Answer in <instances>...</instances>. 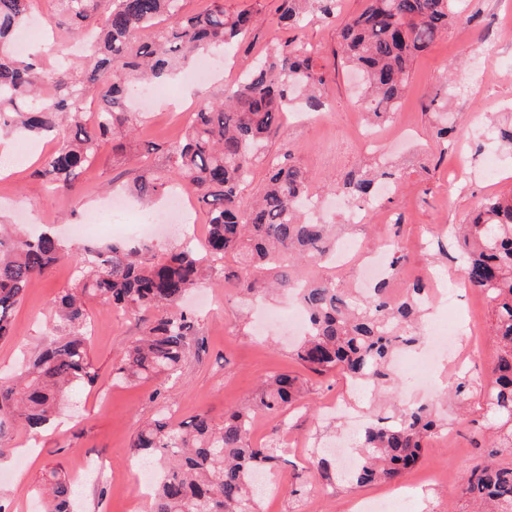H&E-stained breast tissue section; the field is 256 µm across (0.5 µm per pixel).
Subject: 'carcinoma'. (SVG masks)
<instances>
[{
	"label": "carcinoma",
	"mask_w": 512,
	"mask_h": 512,
	"mask_svg": "<svg viewBox=\"0 0 512 512\" xmlns=\"http://www.w3.org/2000/svg\"><path fill=\"white\" fill-rule=\"evenodd\" d=\"M59 12L84 27L95 41L93 55L75 74L70 65L46 68L33 57H18L14 36L30 13V0H0V132L54 134L58 147L46 156L40 175L55 188L71 190L89 159L134 130L125 101L144 85L172 75L195 57L240 44L253 31L248 9L233 14L215 4L196 13L183 0H57ZM337 0H280L281 18L298 23L309 14L331 20ZM457 0H365L364 8L341 30L344 67L362 81L360 105L368 120L392 118L406 90L414 59L448 30L467 23ZM150 37L142 40L139 34ZM324 74L314 68L307 46L285 42L250 65L236 87L190 114L184 135L166 149L167 174L145 166L133 181L140 196L169 191L172 184L206 205L207 235L198 252L182 249L148 258L117 245L95 251L86 272L55 299L59 324L54 339L32 362L0 374V457L14 429L37 433L49 426L64 398L78 384L98 376L91 357L90 302L153 320L127 349L113 374L117 382L177 375L191 349L201 350L199 324L180 309L189 290L224 263V278L251 297L288 290L287 265L319 264L335 240L332 224L306 219L302 201L310 195L308 176L289 163L291 154L266 158V141L277 134L296 104L322 112ZM103 103L92 123L84 118L89 97ZM266 165L265 185L254 199L243 197L253 169ZM394 173L365 170L336 186L349 201L375 198L377 177ZM463 254L462 274L492 308L491 333L498 344L481 391L489 422L471 434L477 450L462 494L477 512H512V467L497 460L512 448V194L488 197L468 224L451 232ZM69 256L48 227L23 236L0 228V341L14 336L13 316L30 282ZM389 279L377 281L359 298L334 279H310L300 303L310 330L294 351L308 372L336 370L374 388L397 385L393 355L419 341L426 288L409 283L394 296ZM306 380L282 371L261 382L252 400L233 406L216 424L205 413L187 424L161 411L137 430L133 455L157 471L151 512H259L263 486L256 472L279 461L278 448L250 440L258 414L283 415L305 393ZM444 426L427 405L397 410L390 423L370 420L358 448L362 465L351 472L362 486L396 481L419 462L427 438ZM48 495L47 512H74V482L55 464L39 478Z\"/></svg>",
	"instance_id": "1"
}]
</instances>
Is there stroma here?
<instances>
[{"label": "stroma", "mask_w": 512, "mask_h": 512, "mask_svg": "<svg viewBox=\"0 0 512 512\" xmlns=\"http://www.w3.org/2000/svg\"><path fill=\"white\" fill-rule=\"evenodd\" d=\"M219 2L227 13L248 8L260 16L259 25L238 55L218 63L207 83H196L186 73L164 83L154 109L137 116L134 134L123 139L120 148L100 151L80 174L78 190L61 192L36 177L44 160L40 154L0 173V218L15 224L25 212H42L73 256L112 244L114 237L106 228L79 239L71 235L70 227L99 213L108 196L127 194L139 157L146 155L152 162L164 164L163 150L182 135L188 114L221 97L237 81L247 61L264 56L290 36L312 47L326 77L322 92L328 108L317 116L289 113L278 136L269 141L268 150L291 151L294 164L307 173L316 194L328 193L331 181L343 180L370 165L398 175L396 189L381 203L392 215V223H382L372 213L356 223L340 216L336 234L355 239L372 252L379 251L382 238L394 240L409 266L437 273L447 289L459 296L458 306L450 314L460 331L456 344L464 352V360L434 369L435 393L409 392L406 379L394 393L399 402L438 406L451 434L447 440L437 435L427 441L419 465L402 480L408 494L395 512H469L471 504L461 496L475 458L469 434L474 424L485 423L486 406L476 394L466 409L459 411L445 403L444 395L460 373L477 379L493 362L496 348L489 336L491 308L483 296L464 285L460 261L438 255L436 240L429 232L438 224L468 223L485 198L512 192V152L502 148L497 131L499 125L512 122V0H466L473 21L451 25L445 36L415 58L410 89L393 120L381 126L382 138L373 150L353 140L360 105L338 55L339 31L363 9L365 0H339L334 21L311 17L294 31L280 24L269 0ZM448 84L453 87L448 120L455 131L443 148L433 140L439 117L429 100L433 92ZM489 160L498 163L491 180L483 174ZM190 210L192 222L186 232L166 227L153 240V247H202L204 206L194 200ZM80 273L72 258L32 281L14 314V338L0 341V373L14 372L49 342L54 300L73 286ZM185 307L198 316L204 348L187 359L180 375L164 381L160 397L154 399L150 396L153 383L112 379L113 366L140 336L142 323L91 304V354L98 379L93 385L77 387L70 404L61 408L54 424L41 435L16 431L10 456L0 461V506L5 512H46L45 502L37 495V481L47 466L56 463L62 464L80 487L77 512H149L150 498L136 482L137 462L131 451L142 423L164 406L178 422L204 413L219 424L225 408L251 398L260 380L279 371L302 373V366L291 356L292 341L276 331L258 335L254 307L222 274L200 285ZM334 400L343 403L345 413L325 415L324 405ZM368 407L367 393L351 390L349 379L334 372L311 378L304 407L289 411L287 418L257 415L252 441L279 445L288 460L272 473L275 482L284 484L285 494L264 496L261 512H344L348 500L387 494L381 483L357 487L340 479L335 486H328L313 465L329 448L353 436L349 410ZM88 460L105 462L107 474H83L80 466Z\"/></svg>", "instance_id": "1"}]
</instances>
